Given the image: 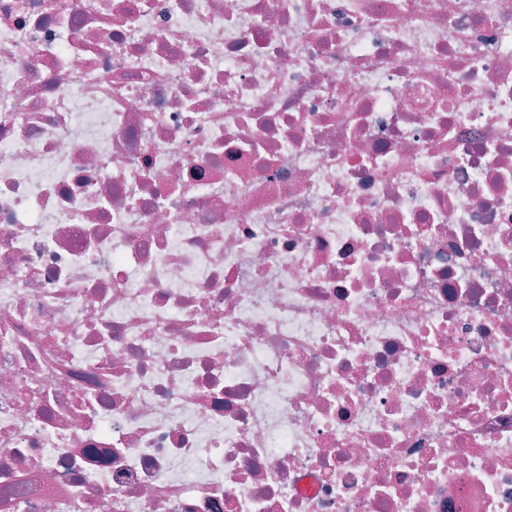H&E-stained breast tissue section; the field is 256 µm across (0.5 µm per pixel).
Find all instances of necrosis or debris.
<instances>
[{"label": "necrosis or debris", "instance_id": "obj_1", "mask_svg": "<svg viewBox=\"0 0 512 512\" xmlns=\"http://www.w3.org/2000/svg\"><path fill=\"white\" fill-rule=\"evenodd\" d=\"M512 512V0H0V512Z\"/></svg>", "mask_w": 512, "mask_h": 512}]
</instances>
